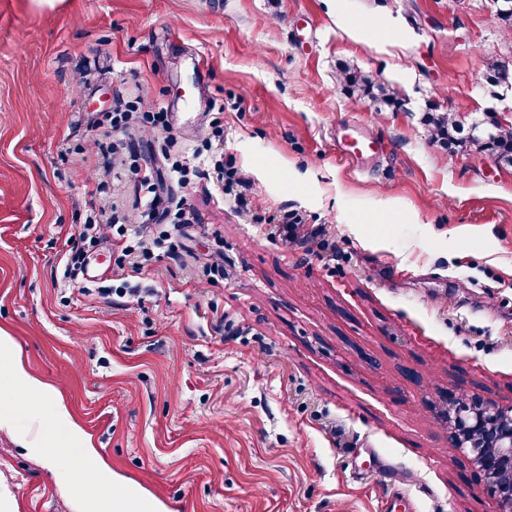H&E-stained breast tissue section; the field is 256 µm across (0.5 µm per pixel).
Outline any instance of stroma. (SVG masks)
<instances>
[{
  "label": "stroma",
  "instance_id": "obj_1",
  "mask_svg": "<svg viewBox=\"0 0 512 512\" xmlns=\"http://www.w3.org/2000/svg\"><path fill=\"white\" fill-rule=\"evenodd\" d=\"M491 0H0V329L53 387L113 473L166 512H493L449 438L444 393L512 404V166L433 143L512 87ZM368 35L355 36L354 26ZM350 63L397 86L374 110ZM88 77L73 89L78 70ZM142 89L180 146L210 106L253 184L249 211L213 184L170 183L200 223L140 273L102 246L61 258L112 199L78 151L90 120ZM377 137L356 162L346 129ZM325 227L315 255L279 218ZM11 512H76L45 463L0 428ZM339 77L343 89L349 95H357L359 99L368 98L374 106L396 108L400 104V93L397 88L376 84L369 75L361 70L344 64L339 68ZM301 218L294 214H285L282 220V227H280L281 234L288 242L289 247L305 244L309 237L320 235L321 231L308 232L301 234Z\"/></svg>",
  "mask_w": 512,
  "mask_h": 512
}]
</instances>
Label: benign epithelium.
I'll return each mask as SVG.
<instances>
[{
	"label": "benign epithelium",
	"mask_w": 512,
	"mask_h": 512,
	"mask_svg": "<svg viewBox=\"0 0 512 512\" xmlns=\"http://www.w3.org/2000/svg\"><path fill=\"white\" fill-rule=\"evenodd\" d=\"M448 398V428L454 447L481 469L484 490L496 505L495 512H512V405L501 406L480 396L459 403Z\"/></svg>",
	"instance_id": "benign-epithelium-1"
}]
</instances>
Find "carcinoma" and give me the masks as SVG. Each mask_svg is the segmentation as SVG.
<instances>
[{
	"mask_svg": "<svg viewBox=\"0 0 512 512\" xmlns=\"http://www.w3.org/2000/svg\"><path fill=\"white\" fill-rule=\"evenodd\" d=\"M491 80L505 83L512 79V65L504 61L490 64ZM339 77L343 89L352 96L369 99L375 106L396 108L400 104V93L397 88L375 83L364 72L344 64L339 68ZM424 124L428 126L430 140L441 145H458L476 153H485L495 159H502L512 164V127L498 125L494 128L482 122H474L469 126L466 136H460L464 126L459 124L448 112L436 105L428 109Z\"/></svg>",
	"mask_w": 512,
	"mask_h": 512,
	"instance_id": "carcinoma-1",
	"label": "carcinoma"
}]
</instances>
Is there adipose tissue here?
<instances>
[{"instance_id":"ef3b65f1","label":"adipose tissue","mask_w":512,"mask_h":512,"mask_svg":"<svg viewBox=\"0 0 512 512\" xmlns=\"http://www.w3.org/2000/svg\"><path fill=\"white\" fill-rule=\"evenodd\" d=\"M2 387L21 391L37 403L53 405L55 419L66 428V440L74 462L90 478L89 486L78 494L79 512H164L161 503L138 493L102 462L98 451L88 444L82 428L72 421L67 408L55 401L50 386L24 368L12 336L0 332ZM0 428L15 431L23 447L41 457L57 481L66 482L67 476L47 440L18 427L13 414L4 409L0 410Z\"/></svg>"}]
</instances>
